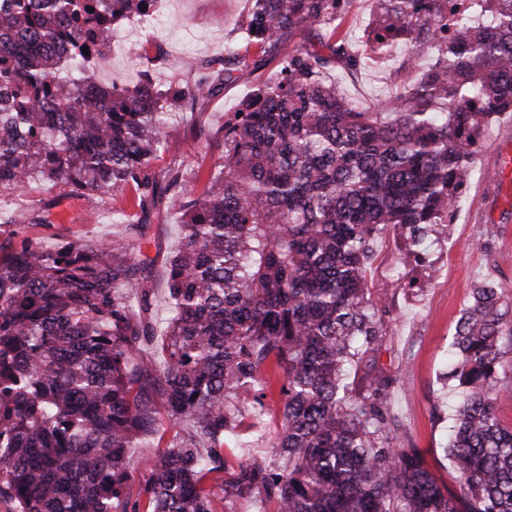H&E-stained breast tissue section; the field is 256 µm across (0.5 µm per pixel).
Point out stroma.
<instances>
[{
  "mask_svg": "<svg viewBox=\"0 0 512 512\" xmlns=\"http://www.w3.org/2000/svg\"><path fill=\"white\" fill-rule=\"evenodd\" d=\"M155 18L123 24L122 50L98 60L96 71L105 84L133 86L151 77L160 88L178 89L203 82L224 58V48L237 44L247 18L249 0H160ZM314 30L295 32L260 67L240 72L193 106L174 109L166 144L152 163L155 171L178 167L190 189L201 193L220 152L224 121L257 85L276 76L288 52L315 42ZM159 56V63L142 65L138 48ZM196 59L194 68L182 64ZM409 50L398 45L389 62L368 64L355 76L333 68L331 79L344 88L360 111H374L381 102L400 95L413 73ZM7 207L26 214L52 203L51 219L87 238L126 235L114 210L132 209V189H117L104 199L64 196L59 185L42 182L11 193ZM181 215L171 209L153 214L141 241L152 260L151 285L156 320L168 316L167 260L179 241ZM371 297L382 308L388 336L372 361L397 376L394 405L408 440L419 448L430 471L450 482L442 446L451 423L457 393L444 378L446 355L456 323L467 305L474 283L487 278L512 295V114L492 125L474 176L453 221L438 240L419 254L408 253L400 235L386 231L376 245V259L367 274Z\"/></svg>",
  "mask_w": 512,
  "mask_h": 512,
  "instance_id": "obj_1",
  "label": "stroma"
}]
</instances>
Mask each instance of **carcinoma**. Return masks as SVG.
<instances>
[{
	"mask_svg": "<svg viewBox=\"0 0 512 512\" xmlns=\"http://www.w3.org/2000/svg\"><path fill=\"white\" fill-rule=\"evenodd\" d=\"M458 2L375 0L369 60L401 43L415 59L409 88L377 112L322 79L365 64L336 38L345 0H250L213 82L179 92L102 85L93 68L121 22L157 0L0 10V195L43 181L88 198L129 186L135 210L115 214L140 237L161 205L182 214L159 333L152 260L129 239L88 243L46 213L0 212V500L13 512H212L216 499L224 512H512V427L495 410L512 383V296L497 282L472 288L450 347L454 486L406 440L396 378L370 374L356 394L348 382L386 336L366 278L378 236L397 227L416 252L451 223L492 120L512 113V0ZM301 28L325 34L225 120L201 195L180 169L153 170L172 107ZM148 347L162 353L156 372L135 364ZM247 401L256 423L280 418L256 433L271 457L224 480ZM163 414L188 434L135 459Z\"/></svg>",
	"mask_w": 512,
	"mask_h": 512,
	"instance_id": "carcinoma-1",
	"label": "carcinoma"
}]
</instances>
